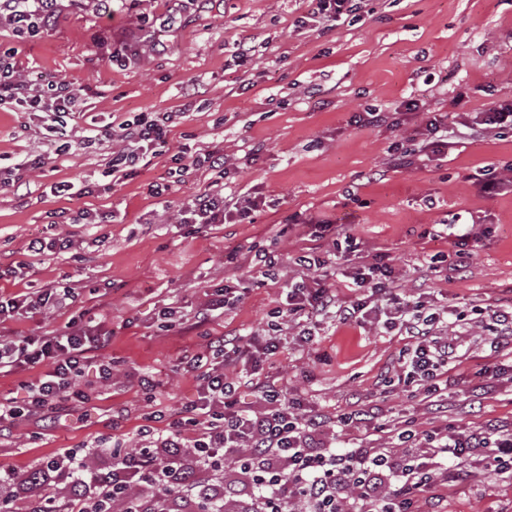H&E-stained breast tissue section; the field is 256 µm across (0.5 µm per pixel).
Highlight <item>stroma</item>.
<instances>
[{"label":"stroma","mask_w":512,"mask_h":512,"mask_svg":"<svg viewBox=\"0 0 512 512\" xmlns=\"http://www.w3.org/2000/svg\"><path fill=\"white\" fill-rule=\"evenodd\" d=\"M305 9L304 0H209L201 11L183 0H114L104 12L94 0H61L56 24L41 38L22 42L0 27V47L13 49L22 78L89 89L72 149L22 171L18 186L0 188V267L29 262L35 270L0 279V297L65 283L78 297L62 311L6 320L0 336H42L92 320L108 333L106 354L114 359L111 384L85 372L88 401H65L0 428V463L25 475L63 448L97 440L136 448L145 423L166 429L197 397V374L182 358L204 351L212 336L245 345L263 338L314 219L331 224L319 244L337 303L357 297L334 257L342 229L358 243L351 264L386 254L400 295L452 306L444 331L454 347L448 388L435 397L388 384L410 338L334 317L320 320L312 343L283 336L259 380L286 388L331 422L368 411L366 430L337 431L339 448L389 445L403 420L422 434L512 429V347L487 328L492 312L512 308V183L493 194L479 186L485 173L512 166V128L458 138L439 160L388 164L390 144L404 134L391 125L402 101L447 114L452 126L461 113L512 101V0H362L357 21L329 29L296 27ZM244 38L254 56L242 64L236 45ZM190 84L203 106L182 115ZM367 108L384 112L386 124L352 123ZM142 112L175 113L169 152L113 179L108 163L119 142L85 138L99 122ZM213 142L230 159L224 181L170 174L183 145ZM43 145L35 116L0 106V154L15 164ZM62 181L94 192L57 196L53 187ZM156 186L162 194H153ZM207 189L242 196L256 189L267 205L249 223H177L179 205ZM86 209L102 222H78ZM461 211L474 221L463 248L455 236L435 234ZM35 238L71 245L32 257L27 244ZM438 253L460 272L450 278L433 267ZM233 275L246 285L240 300L197 324V311ZM167 307L176 311L168 328L160 317ZM145 376L154 387L141 386ZM448 472L421 498V512H512V476L473 465L452 464Z\"/></svg>","instance_id":"stroma-1"}]
</instances>
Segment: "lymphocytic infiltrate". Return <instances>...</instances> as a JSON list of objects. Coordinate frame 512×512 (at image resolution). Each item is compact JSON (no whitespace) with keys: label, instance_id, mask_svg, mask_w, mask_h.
<instances>
[{"label":"lymphocytic infiltrate","instance_id":"obj_1","mask_svg":"<svg viewBox=\"0 0 512 512\" xmlns=\"http://www.w3.org/2000/svg\"><path fill=\"white\" fill-rule=\"evenodd\" d=\"M58 0H0V20L13 26L17 37H36L51 28ZM85 86L60 80L39 86L20 79L0 56V104L10 103L38 114L47 149L24 161L23 169H40L72 143L69 126L87 96ZM401 112L418 113L409 135L391 144L389 163L410 166L412 155L447 154L454 135L441 115L422 111L418 101L401 102ZM170 129L165 120L140 114L118 125H105V140L119 138L123 147L110 161L113 175L160 155ZM263 203L261 197H227L201 193L178 210L183 224L244 223ZM359 299L342 306L325 285H292L280 317L298 325L300 342H312L310 317L334 315L342 321L382 318L386 331L409 336L413 344L399 362V379L435 392L452 356L453 346L437 335L445 312L424 301H399L395 269L384 255L354 267L349 273ZM74 286L36 291L22 299L0 301V318L20 309L61 310L74 302ZM104 333L94 326H72L42 336H0V372L49 363L38 379L23 383L22 401L0 402V424L44 414L57 403L85 401L77 382L86 369L99 379L112 380V366L100 360ZM242 355L238 338L210 337L204 353L191 356L187 368L198 371V397L182 408L167 433L155 435L143 426L145 446L111 451L108 472L90 462L94 447L63 448L33 471L32 481H61L70 497L51 495L22 499V478L0 465V504L9 512H417L418 497L441 473L442 462H479L498 471L512 470V433L485 427L470 434L434 432L419 435L405 429L394 438V449L355 448L336 452L329 441L328 421L312 414L287 391L255 382L253 404L237 397L235 382L224 369Z\"/></svg>","mask_w":512,"mask_h":512}]
</instances>
